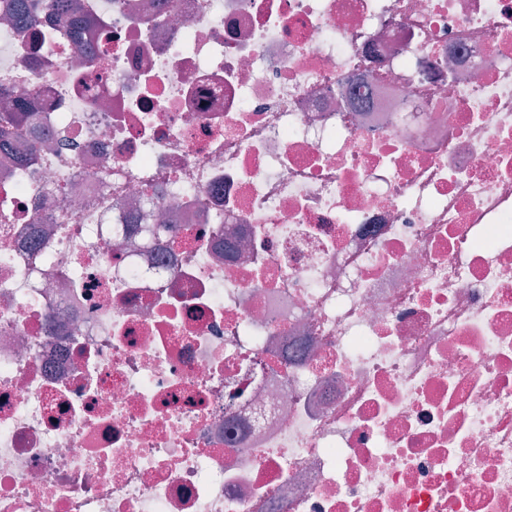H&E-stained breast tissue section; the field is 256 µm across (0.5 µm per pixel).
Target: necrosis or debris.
Masks as SVG:
<instances>
[{
    "instance_id": "necrosis-or-debris-1",
    "label": "necrosis or debris",
    "mask_w": 512,
    "mask_h": 512,
    "mask_svg": "<svg viewBox=\"0 0 512 512\" xmlns=\"http://www.w3.org/2000/svg\"><path fill=\"white\" fill-rule=\"evenodd\" d=\"M79 2L0 19V512H512V0ZM41 122L42 118L39 114L23 112L16 105L12 110L0 112V149L3 142L11 139L14 130L22 123L37 124Z\"/></svg>"
}]
</instances>
